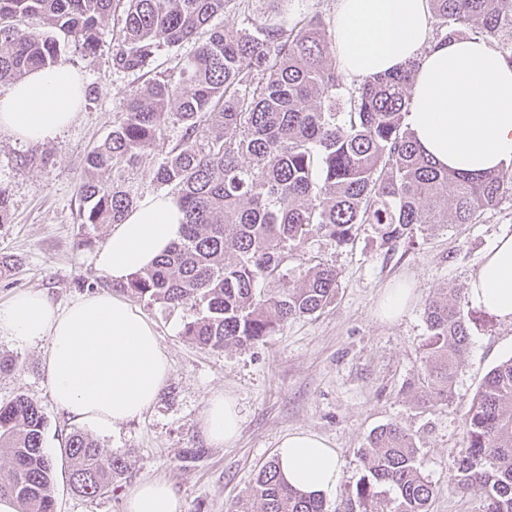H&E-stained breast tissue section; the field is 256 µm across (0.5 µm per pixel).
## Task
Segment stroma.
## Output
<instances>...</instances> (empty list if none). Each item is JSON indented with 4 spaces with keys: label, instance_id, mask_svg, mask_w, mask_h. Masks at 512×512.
Segmentation results:
<instances>
[{
    "label": "stroma",
    "instance_id": "obj_1",
    "mask_svg": "<svg viewBox=\"0 0 512 512\" xmlns=\"http://www.w3.org/2000/svg\"><path fill=\"white\" fill-rule=\"evenodd\" d=\"M336 0H285L271 11L267 0H252L250 16L228 8L213 23L228 31L246 28L248 19L289 20L316 12L331 18ZM117 22L100 27V47L87 56L74 47L64 63L83 73L89 102L73 124L53 139L29 144L0 131V188L10 199L7 223L0 224V254L19 264L0 276V305L16 294L41 290L59 306L102 291L115 292L96 256L111 225H86L78 188L86 178L88 152L102 142L121 116L130 90L145 88L149 75L112 69V38ZM182 134L167 123L131 174L140 195L166 193L153 171ZM512 234V200L504 201L476 224L419 226L413 243H385L371 225L354 243L337 245L313 236L300 255L335 268V302L313 317L288 319L263 342L219 351L190 343L182 334L192 311L169 309L146 300L131 304L151 321L171 366L158 401L140 418L109 433H94L104 452L124 454L129 479L115 492L96 498L75 495L64 466L55 471L56 512H124L132 483L160 478L171 484L182 512H232L280 440L293 432H312L336 448L343 478L324 499L326 512H343L346 493L367 475L362 450L378 428L395 423L412 436L418 466L435 486L431 512H478L477 490L449 487L448 476L466 440V412L495 366L512 357V324L477 308L469 310V347L454 380V399L432 404L406 385L423 367L428 336L426 302L445 288H466L497 238ZM410 282L413 299L395 321L379 320L375 307L384 289ZM46 342L20 347L0 337V354L16 361L0 375V402L24 395L47 419L43 448L59 458L67 435L78 425L60 413L50 395L44 365ZM232 397L241 416L234 442L212 444L203 428L208 397Z\"/></svg>",
    "mask_w": 512,
    "mask_h": 512
}]
</instances>
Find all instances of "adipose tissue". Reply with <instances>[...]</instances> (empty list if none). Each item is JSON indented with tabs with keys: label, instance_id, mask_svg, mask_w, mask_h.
<instances>
[{
	"label": "adipose tissue",
	"instance_id": "adipose-tissue-1",
	"mask_svg": "<svg viewBox=\"0 0 512 512\" xmlns=\"http://www.w3.org/2000/svg\"><path fill=\"white\" fill-rule=\"evenodd\" d=\"M337 58L348 79L392 71L419 59L406 116L426 155L449 170L475 176L512 163V62L486 40L440 41L431 34L428 0H337L331 18ZM85 79L58 63L31 71L0 93V130L20 141L54 138L76 118ZM173 197L141 199L114 225L97 264L122 283L149 267L181 232ZM473 307L512 323V235H501L470 278ZM0 336L24 347L47 341L45 365L52 398L72 421L101 431L139 417L154 404L170 375L157 333L122 296L102 292L59 307L41 291L0 306ZM241 418L234 399L209 396L204 430L215 445L231 443ZM275 458L294 488L335 492L342 477L334 448L311 432L279 442ZM124 512H180L165 481L146 478L130 489Z\"/></svg>",
	"mask_w": 512,
	"mask_h": 512
}]
</instances>
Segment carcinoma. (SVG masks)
Wrapping results in <instances>:
<instances>
[{
  "mask_svg": "<svg viewBox=\"0 0 512 512\" xmlns=\"http://www.w3.org/2000/svg\"><path fill=\"white\" fill-rule=\"evenodd\" d=\"M251 0H0V87L61 61V40L96 54L100 26L121 12L112 69L136 73L162 48L196 42L143 90L130 91L121 120L87 157L80 197L85 224H118L133 207V183L102 180L132 167L169 118L183 134L153 173L185 213L181 239L156 264L120 286L133 297L199 311L183 336L212 350L263 341L290 318L312 317L336 299V270L288 259L311 235L347 245L373 224L395 244L416 226L476 224L512 199V162L477 178L439 168L405 123L417 62L346 84L330 23L317 13L266 20L230 33L211 27L233 4ZM435 38L492 39L512 62V0H428ZM448 288L425 306L429 332L417 388L435 402L452 384L469 344L464 308ZM46 417L23 395L0 404V498L19 512H55L54 462L43 450ZM467 448L448 485L477 488L480 512H512V358L485 377L467 411ZM61 457L73 493L94 498L128 478L123 456L106 455L73 431ZM371 479L347 493L348 512H380L378 488L395 493L389 512H430L434 485L417 466L411 435L391 424L362 449ZM236 512H325L323 497L259 471Z\"/></svg>",
  "mask_w": 512,
  "mask_h": 512,
  "instance_id": "cac0c4a2",
  "label": "carcinoma"
}]
</instances>
